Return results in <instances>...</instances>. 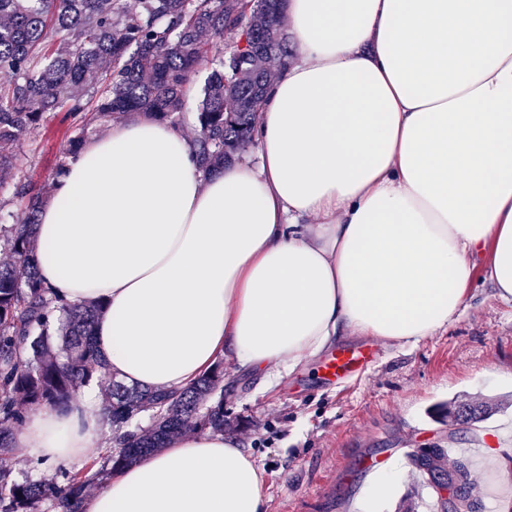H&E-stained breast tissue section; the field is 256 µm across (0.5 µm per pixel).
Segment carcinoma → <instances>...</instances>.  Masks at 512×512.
<instances>
[{"label":"carcinoma","mask_w":512,"mask_h":512,"mask_svg":"<svg viewBox=\"0 0 512 512\" xmlns=\"http://www.w3.org/2000/svg\"><path fill=\"white\" fill-rule=\"evenodd\" d=\"M282 0H0V71L13 80L0 86V145L18 142L64 112L78 122L65 155L85 141L86 115L119 119L131 113L175 122L187 90L206 71L197 108L199 161L212 173L252 142L271 69L288 55L281 37ZM238 31L228 56L209 58L206 33ZM15 155L0 150V184L11 179ZM27 221L0 242L12 264L0 266V512H40L50 502L60 512H82L88 482L82 472L62 471L52 483L13 478L10 460L22 406L53 407L104 374L93 344L95 306L56 303L38 276L32 227L44 198L21 186ZM107 406L117 448L104 461L116 470L144 452L165 448L191 429L224 430V368L218 362L177 395L114 381ZM155 412L151 426L130 430L141 412ZM493 412L467 400L434 413L477 422ZM431 487L460 485L472 495L468 465L444 448L411 455Z\"/></svg>","instance_id":"carcinoma-1"}]
</instances>
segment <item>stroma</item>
Wrapping results in <instances>:
<instances>
[{
    "label": "stroma",
    "instance_id": "35a3bbf8",
    "mask_svg": "<svg viewBox=\"0 0 512 512\" xmlns=\"http://www.w3.org/2000/svg\"><path fill=\"white\" fill-rule=\"evenodd\" d=\"M72 118L48 116L41 132L14 145L17 169L0 186V226L23 223L17 185L51 196L64 164ZM378 361L341 386L322 383L318 361L264 379L224 360V434L264 473L266 512H356L375 459L398 461L404 471L396 495L376 512H396L415 477L414 448L440 446L471 465L481 512L512 503V303L495 297L475 269L458 322L405 345L381 344ZM458 397L500 399L478 434L449 438L447 423L430 414Z\"/></svg>",
    "mask_w": 512,
    "mask_h": 512
}]
</instances>
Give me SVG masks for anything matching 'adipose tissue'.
I'll list each match as a JSON object with an SVG mask.
<instances>
[{
    "label": "adipose tissue",
    "instance_id": "1",
    "mask_svg": "<svg viewBox=\"0 0 512 512\" xmlns=\"http://www.w3.org/2000/svg\"><path fill=\"white\" fill-rule=\"evenodd\" d=\"M260 162L205 173L143 115L85 141L34 227L63 302L98 304L106 372L180 391L222 356L292 371L341 333L415 342L457 321L472 271L512 302V0H283ZM89 391L28 416L37 466L106 444ZM83 512H266L235 441L190 430L110 475Z\"/></svg>",
    "mask_w": 512,
    "mask_h": 512
}]
</instances>
